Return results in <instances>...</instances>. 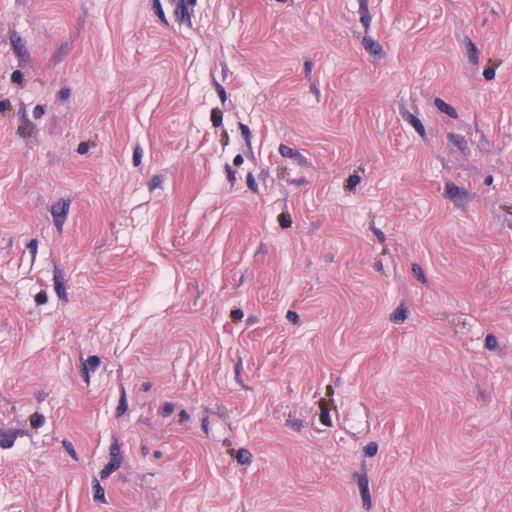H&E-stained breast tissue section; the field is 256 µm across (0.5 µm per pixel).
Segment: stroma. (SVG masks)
Here are the masks:
<instances>
[{
    "label": "stroma",
    "mask_w": 512,
    "mask_h": 512,
    "mask_svg": "<svg viewBox=\"0 0 512 512\" xmlns=\"http://www.w3.org/2000/svg\"><path fill=\"white\" fill-rule=\"evenodd\" d=\"M0 512H512V0H0Z\"/></svg>",
    "instance_id": "obj_1"
}]
</instances>
